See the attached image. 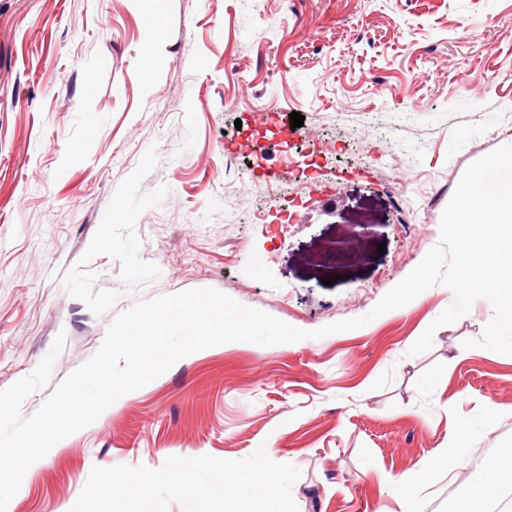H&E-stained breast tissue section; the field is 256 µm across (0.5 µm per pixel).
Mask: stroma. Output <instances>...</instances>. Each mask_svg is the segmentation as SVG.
Instances as JSON below:
<instances>
[{
  "mask_svg": "<svg viewBox=\"0 0 512 512\" xmlns=\"http://www.w3.org/2000/svg\"><path fill=\"white\" fill-rule=\"evenodd\" d=\"M511 143L512 0H0V390L58 333L56 383L138 300L187 289L309 331L363 316ZM452 299L193 353L58 442L10 510L70 512L96 466L265 444L299 468V512H512V355L463 345L491 304L407 354Z\"/></svg>",
  "mask_w": 512,
  "mask_h": 512,
  "instance_id": "35a3bbf8",
  "label": "stroma"
}]
</instances>
